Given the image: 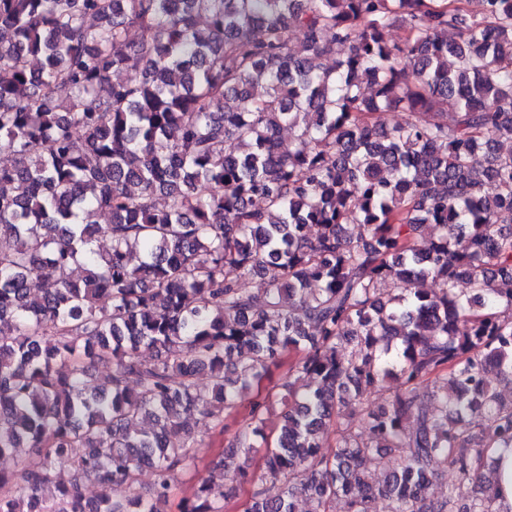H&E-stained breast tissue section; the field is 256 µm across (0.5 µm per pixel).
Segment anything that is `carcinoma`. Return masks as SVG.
Listing matches in <instances>:
<instances>
[{
    "mask_svg": "<svg viewBox=\"0 0 512 512\" xmlns=\"http://www.w3.org/2000/svg\"><path fill=\"white\" fill-rule=\"evenodd\" d=\"M503 141L512 0H0V512H129L56 481L61 461L104 488L148 467L140 512H165L198 436L247 411L236 482L275 406L258 480L286 486L245 512H512L492 465L512 453ZM85 360L109 389L85 392ZM432 461L473 496L428 501ZM182 512L224 508L203 480Z\"/></svg>",
    "mask_w": 512,
    "mask_h": 512,
    "instance_id": "carcinoma-1",
    "label": "carcinoma"
}]
</instances>
